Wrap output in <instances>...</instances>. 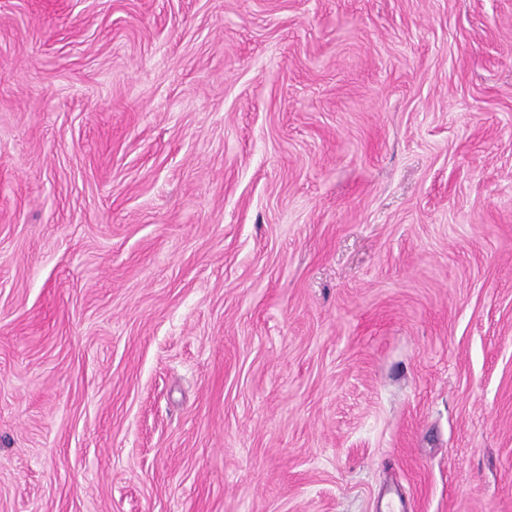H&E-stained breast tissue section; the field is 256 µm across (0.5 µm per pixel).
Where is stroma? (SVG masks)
<instances>
[{"instance_id":"obj_1","label":"stroma","mask_w":512,"mask_h":512,"mask_svg":"<svg viewBox=\"0 0 512 512\" xmlns=\"http://www.w3.org/2000/svg\"><path fill=\"white\" fill-rule=\"evenodd\" d=\"M512 512V0H0V512Z\"/></svg>"}]
</instances>
